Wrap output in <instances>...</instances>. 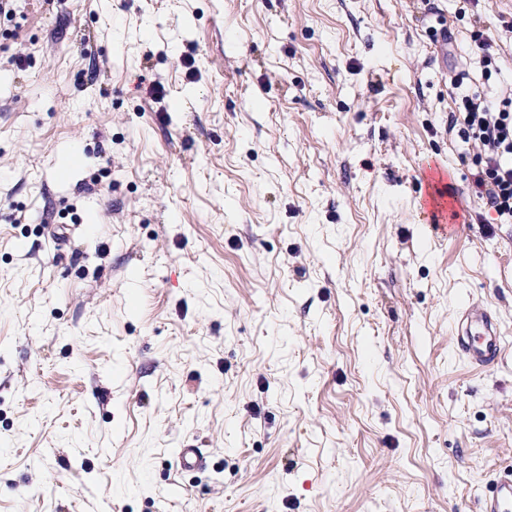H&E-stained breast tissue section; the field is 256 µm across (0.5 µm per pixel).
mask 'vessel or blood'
Instances as JSON below:
<instances>
[{
    "mask_svg": "<svg viewBox=\"0 0 512 512\" xmlns=\"http://www.w3.org/2000/svg\"><path fill=\"white\" fill-rule=\"evenodd\" d=\"M455 346L471 366L486 368L503 355V336L498 318L480 302L461 309L456 317ZM479 512H512V475L500 479L484 496Z\"/></svg>",
    "mask_w": 512,
    "mask_h": 512,
    "instance_id": "1",
    "label": "vessel or blood"
}]
</instances>
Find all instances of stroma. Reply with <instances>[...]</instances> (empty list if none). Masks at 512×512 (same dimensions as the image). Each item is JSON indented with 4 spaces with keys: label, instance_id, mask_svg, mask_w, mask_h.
Masks as SVG:
<instances>
[{
    "label": "stroma",
    "instance_id": "35a3bbf8",
    "mask_svg": "<svg viewBox=\"0 0 512 512\" xmlns=\"http://www.w3.org/2000/svg\"><path fill=\"white\" fill-rule=\"evenodd\" d=\"M14 10L0 512H477L512 471V224L472 193L453 80L512 86V0ZM434 161L450 244L418 218ZM472 301L506 345L482 371ZM454 338L457 353L471 366L486 368L503 355L499 319L480 302H472L456 317Z\"/></svg>",
    "mask_w": 512,
    "mask_h": 512
}]
</instances>
